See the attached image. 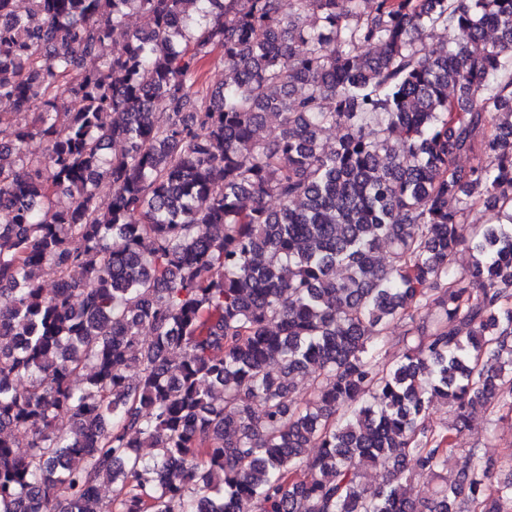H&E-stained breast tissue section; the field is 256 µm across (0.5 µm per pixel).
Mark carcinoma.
I'll use <instances>...</instances> for the list:
<instances>
[{
    "label": "carcinoma",
    "instance_id": "carcinoma-1",
    "mask_svg": "<svg viewBox=\"0 0 512 512\" xmlns=\"http://www.w3.org/2000/svg\"><path fill=\"white\" fill-rule=\"evenodd\" d=\"M29 4L0 0V512H512L475 448L410 489L512 410V0ZM495 214L486 211L483 207H476L467 213L465 220L458 226L459 235L468 241L473 233L474 225L477 224H495Z\"/></svg>",
    "mask_w": 512,
    "mask_h": 512
}]
</instances>
